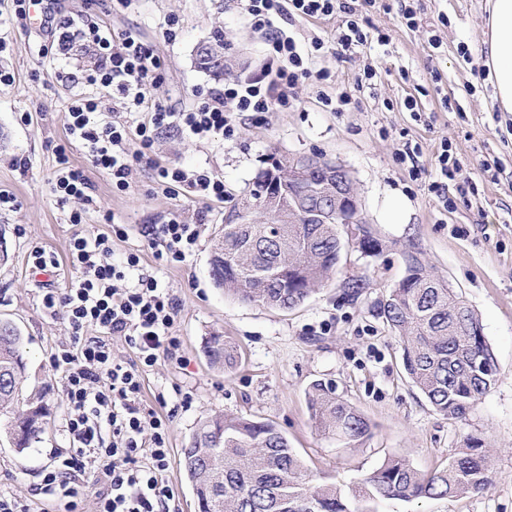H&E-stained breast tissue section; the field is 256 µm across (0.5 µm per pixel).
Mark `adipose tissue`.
<instances>
[{
    "instance_id": "1",
    "label": "adipose tissue",
    "mask_w": 512,
    "mask_h": 512,
    "mask_svg": "<svg viewBox=\"0 0 512 512\" xmlns=\"http://www.w3.org/2000/svg\"><path fill=\"white\" fill-rule=\"evenodd\" d=\"M487 26L480 64L493 88V107L512 113V0H489Z\"/></svg>"
}]
</instances>
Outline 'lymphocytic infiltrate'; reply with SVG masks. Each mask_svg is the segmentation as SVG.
Segmentation results:
<instances>
[{
	"instance_id": "1",
	"label": "lymphocytic infiltrate",
	"mask_w": 512,
	"mask_h": 512,
	"mask_svg": "<svg viewBox=\"0 0 512 512\" xmlns=\"http://www.w3.org/2000/svg\"><path fill=\"white\" fill-rule=\"evenodd\" d=\"M239 2L251 30L266 45L265 59L256 69L225 79L222 89L199 92L198 105L186 112L146 98L147 89L164 81L162 59L135 31L113 33L97 14L52 17L49 40L38 48L43 58H67L76 47L88 49L92 61L80 73L82 82L111 89L131 111L148 112L131 125L108 119L99 99L78 98L65 114V141L56 147L51 191L57 204L81 200L84 208L71 213V223H84L92 211L112 227L108 235L73 238L75 276L69 286L56 287L49 279L41 288L43 308L63 311L69 328L68 342L51 351L49 364L61 374L64 430L71 447L42 470L36 486L56 512H76L89 471L95 476L96 512H175L174 492L163 477L172 419L158 415L140 394L145 369L160 359L181 356L180 342L171 333L178 304L154 274L140 270L138 254L114 262L112 241L125 238L126 228L115 223L111 212L99 209L86 167L70 159L71 145H79L88 167L105 172L118 191L130 187L138 165L145 163L152 166L155 187L163 193L185 191L202 200H220L224 183L210 171L154 162L151 148L159 132L172 129L191 138L219 134L228 139L235 132V113L259 118L284 110L305 81L327 83L330 71L314 66L323 39L312 38L309 50H302L294 35L279 27V20L340 16L336 43L349 56L367 45L387 43L385 35L370 36L351 0ZM205 220L201 213L190 224L175 214L166 223L148 227L145 235L156 249V260L167 266L184 263L198 245ZM113 336L124 337L135 349V361L114 355L109 343Z\"/></svg>"
}]
</instances>
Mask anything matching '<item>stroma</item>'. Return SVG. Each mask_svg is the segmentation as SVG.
<instances>
[{
    "mask_svg": "<svg viewBox=\"0 0 512 512\" xmlns=\"http://www.w3.org/2000/svg\"><path fill=\"white\" fill-rule=\"evenodd\" d=\"M50 13L78 15L95 10L114 31L132 29L153 43L164 59L166 78L153 97L175 111L196 103L195 90L222 87L227 77L258 66L263 40L247 25L237 0H133L129 8L111 0H46ZM488 0H418L416 24L407 26L393 0L365 8L370 34L388 37L384 46L365 53L340 54L336 45L339 17L298 19L289 30L301 47L321 37L317 67L332 80L319 86L305 82L288 109L255 122L249 113L235 115V136L194 139L166 132L155 148L157 161L177 167H204L224 182L220 200H197L155 190L150 169H140L126 191L114 190L108 175L89 170L101 205L125 224L127 235L114 241L112 256L131 252L152 271L178 303L172 333L181 343L187 365L158 362L143 374L141 396L156 405L177 400L176 390L191 392V407L178 411L169 431L170 456L164 479L172 487L177 512H195L196 504L182 467V450L197 423L217 414L246 416L274 424L303 459L314 482L348 489L385 459L405 460L427 474L447 465L468 436L484 440L491 485L481 494L448 500H384L378 512H512V115L490 106L491 86L477 67L487 38ZM11 0H0V68L14 76L0 87V190L16 196L17 209L0 210V318L11 320L25 338L27 368L19 408L45 406L49 425L31 448L18 450L0 435V487L13 491L30 512H50L34 496L38 473L52 454L66 452L62 381L48 362L52 348L65 343L67 322L50 313L40 300V283L32 273L34 248L59 262L55 284L68 285L74 235L109 233V226L88 215L74 224L70 213L80 201L60 207L51 192L55 147L65 140L69 103L79 97L100 99L112 107V92L73 81H59L55 70L77 72L90 58L74 53L53 60L37 50L48 32L39 22L26 30L6 26ZM178 17L176 40L163 29ZM223 39L227 67L216 77L195 63L198 44ZM376 74L364 90L356 83L366 62ZM353 94L347 111L325 107L320 94ZM415 98L406 109V98ZM419 143V177L408 173L400 153L405 142ZM448 142L459 168L448 183V201L439 203L428 185L437 166L440 142ZM318 154L345 166L352 174L383 248L366 257L347 245L329 279L289 311L240 301L215 288L209 276L212 238L224 216L252 188L257 173L271 159L288 161ZM497 165L499 174L482 176L480 163ZM401 200L399 219H392L393 200ZM208 217L200 227L195 253L179 266H161L144 235L150 224L172 214L195 222L199 210ZM418 250L430 270L477 311L486 341L498 364V381L464 420L436 412L412 384L402 366V348L376 306L405 275L404 254ZM363 279L369 286L350 295L345 284ZM214 334L238 353L236 365L211 367L203 355ZM319 380L336 385L337 396L362 412L371 434L347 445L319 433L310 418L308 397Z\"/></svg>",
    "mask_w": 512,
    "mask_h": 512,
    "instance_id": "1",
    "label": "stroma"
}]
</instances>
